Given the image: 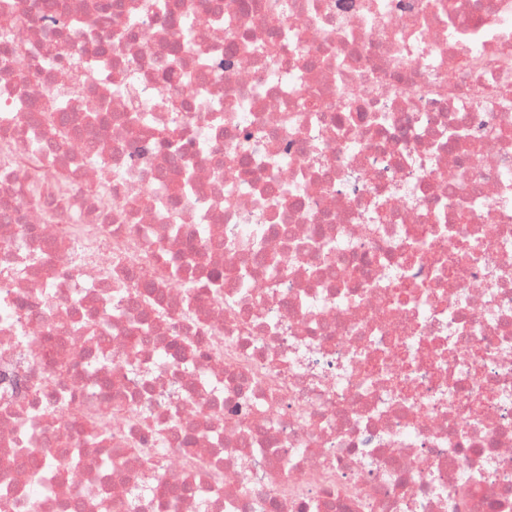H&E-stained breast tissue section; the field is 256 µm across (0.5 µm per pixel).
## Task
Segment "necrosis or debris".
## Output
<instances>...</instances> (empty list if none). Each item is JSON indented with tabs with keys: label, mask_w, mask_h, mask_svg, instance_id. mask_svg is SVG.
<instances>
[{
	"label": "necrosis or debris",
	"mask_w": 512,
	"mask_h": 512,
	"mask_svg": "<svg viewBox=\"0 0 512 512\" xmlns=\"http://www.w3.org/2000/svg\"><path fill=\"white\" fill-rule=\"evenodd\" d=\"M100 2L0 0V512H512V0Z\"/></svg>",
	"instance_id": "necrosis-or-debris-1"
}]
</instances>
